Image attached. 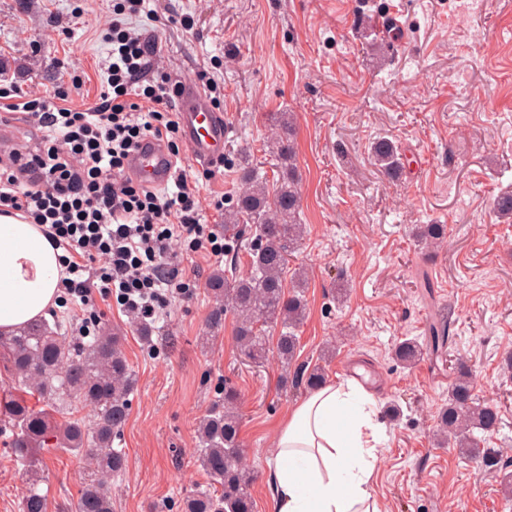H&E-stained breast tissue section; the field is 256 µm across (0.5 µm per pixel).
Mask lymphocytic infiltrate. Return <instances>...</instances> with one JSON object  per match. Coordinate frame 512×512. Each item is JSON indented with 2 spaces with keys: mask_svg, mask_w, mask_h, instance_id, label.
I'll list each match as a JSON object with an SVG mask.
<instances>
[{
  "mask_svg": "<svg viewBox=\"0 0 512 512\" xmlns=\"http://www.w3.org/2000/svg\"><path fill=\"white\" fill-rule=\"evenodd\" d=\"M143 0H116L105 32L106 81L94 102L71 107L83 82L52 91L22 88L0 69V123L20 112L46 129L36 150L0 157V213L40 225L64 251L65 294L80 301L82 330L96 322L97 297L143 322L195 283L167 270L176 251L222 255L224 239L202 223L196 186L179 171L173 191L159 193L127 172L130 153L149 138L179 156V124L171 104L180 80L158 65L159 36L131 31L127 19Z\"/></svg>",
  "mask_w": 512,
  "mask_h": 512,
  "instance_id": "lymphocytic-infiltrate-1",
  "label": "lymphocytic infiltrate"
}]
</instances>
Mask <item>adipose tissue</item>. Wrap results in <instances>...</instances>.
<instances>
[{
	"mask_svg": "<svg viewBox=\"0 0 512 512\" xmlns=\"http://www.w3.org/2000/svg\"><path fill=\"white\" fill-rule=\"evenodd\" d=\"M62 254L38 225L0 215V333L48 316L65 275ZM374 415L353 379L292 406L269 463L270 512H380L371 491Z\"/></svg>",
	"mask_w": 512,
	"mask_h": 512,
	"instance_id": "ef3b65f1",
	"label": "adipose tissue"
}]
</instances>
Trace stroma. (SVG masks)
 I'll use <instances>...</instances> for the list:
<instances>
[{"instance_id": "obj_1", "label": "stroma", "mask_w": 512, "mask_h": 512, "mask_svg": "<svg viewBox=\"0 0 512 512\" xmlns=\"http://www.w3.org/2000/svg\"><path fill=\"white\" fill-rule=\"evenodd\" d=\"M481 3L461 15L454 0H146L128 19L135 30H160L166 68L185 79L208 68L224 88L223 167L185 165L203 223L223 230V213L208 202L220 194L235 205L241 155L260 177L273 176L275 119L293 113L306 233L288 269L308 276L294 362L321 365L330 382L349 378L350 362L365 370L384 428L372 484L381 512H512L496 474L430 437L463 361L478 397L500 410L484 445L512 461V219L493 209L512 193V0ZM109 14L106 0H0V63L44 89L65 81L64 64L76 65L85 84L73 105L91 103L105 85ZM189 16L196 26L187 32L176 20ZM392 17L404 32L396 54L374 25ZM380 137L401 150L399 178L372 163ZM425 224L447 225L446 241L418 242ZM170 265L198 286L157 321H133L111 298L97 307L100 331L122 337L138 380L114 441L127 466L109 485L112 510L180 512L185 494L206 481L196 463L199 420L223 404L229 384L239 394L256 512H269L273 442L307 392L282 386L272 351L260 365L240 356L233 315L210 323V276L247 274L246 257ZM439 320L454 342L435 352L429 326ZM407 339L424 347L410 366L394 355ZM390 404L397 420L384 414ZM7 422L1 414L0 512H18L26 484ZM37 456L48 512H74L84 460L49 447Z\"/></svg>"}]
</instances>
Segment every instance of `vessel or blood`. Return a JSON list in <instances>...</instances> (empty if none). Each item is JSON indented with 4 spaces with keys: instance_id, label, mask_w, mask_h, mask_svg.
Returning a JSON list of instances; mask_svg holds the SVG:
<instances>
[{
    "instance_id": "vessel-or-blood-1",
    "label": "vessel or blood",
    "mask_w": 512,
    "mask_h": 512,
    "mask_svg": "<svg viewBox=\"0 0 512 512\" xmlns=\"http://www.w3.org/2000/svg\"><path fill=\"white\" fill-rule=\"evenodd\" d=\"M180 137L193 161L211 165L223 155L229 128L222 113L191 81H184L178 112ZM129 172L145 186L165 187L175 173V161L166 147L152 139L144 140L129 160Z\"/></svg>"
}]
</instances>
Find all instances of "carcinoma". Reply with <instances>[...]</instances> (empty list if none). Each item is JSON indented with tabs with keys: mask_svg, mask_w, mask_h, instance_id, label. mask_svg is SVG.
I'll return each mask as SVG.
<instances>
[{
	"mask_svg": "<svg viewBox=\"0 0 512 512\" xmlns=\"http://www.w3.org/2000/svg\"><path fill=\"white\" fill-rule=\"evenodd\" d=\"M278 127L271 142L278 168L275 184H268L249 166V160H244L240 180L245 189L234 207L224 212L226 253L234 250L235 238L242 235L243 226L251 225L247 251L250 274L230 277L217 272L209 280L211 294L224 300V309L214 313L213 322L220 323L224 312L233 313L237 347L244 358L255 364L262 363L267 354L265 337L257 327L260 322L281 327L277 354L286 363L295 358L299 349L296 328L303 321L307 306L303 283L285 292L288 256L302 236L303 227L297 223L299 177L292 121L287 113H280ZM371 154L386 175L396 178L401 174L402 157L394 141L376 140ZM446 234L445 224H425L417 237L436 243ZM0 349L24 388L44 402L37 409L22 394L9 407L15 429L12 448L20 461L31 469L37 467V449L54 439L57 447L84 458L92 466L91 478L80 491L75 512H112L108 485L127 464L124 450L112 444L125 424L128 397L137 385L120 348V337L99 336L71 348L43 319L9 335L0 334ZM420 355L419 345L408 339L395 350L396 359L406 363ZM294 379L296 385L311 391L326 383L325 370L318 365L309 370L301 368ZM77 404L94 409V427L87 428L80 419H58ZM500 422L497 407L476 397L471 373L460 366L448 389V403L439 410L436 436L454 437L461 454L482 470L501 471L504 463L499 451L481 448L477 441V434L495 432ZM198 439L196 460L210 483L185 496L184 512H254L249 492L252 478L240 442L238 393L232 386L224 385V406L208 411L200 421ZM47 509L46 496L37 483H31L19 502V512Z\"/></svg>",
	"mask_w": 512,
	"mask_h": 512,
	"instance_id": "carcinoma-1",
	"label": "carcinoma"
}]
</instances>
